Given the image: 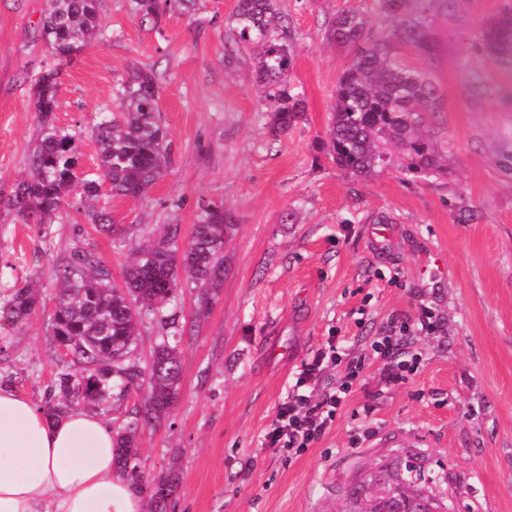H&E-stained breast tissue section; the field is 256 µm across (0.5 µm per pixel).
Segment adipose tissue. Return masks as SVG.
<instances>
[{
    "instance_id": "1",
    "label": "adipose tissue",
    "mask_w": 512,
    "mask_h": 512,
    "mask_svg": "<svg viewBox=\"0 0 512 512\" xmlns=\"http://www.w3.org/2000/svg\"><path fill=\"white\" fill-rule=\"evenodd\" d=\"M113 436L92 412L52 419L0 386V512H144L113 461Z\"/></svg>"
}]
</instances>
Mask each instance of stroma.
<instances>
[{
  "label": "stroma",
  "instance_id": "obj_1",
  "mask_svg": "<svg viewBox=\"0 0 512 512\" xmlns=\"http://www.w3.org/2000/svg\"><path fill=\"white\" fill-rule=\"evenodd\" d=\"M236 0H197L198 23L171 9L141 24L129 0H103L104 38L71 61L43 41L44 0H0V192L23 177L38 116L32 87L59 68L58 125L80 133L81 172L97 166L91 132L131 65L151 67L173 164L148 193L102 196L127 229L123 245L63 207L48 224L0 209V298L24 284L41 303L23 326L0 325V383L38 403L66 362L49 333L53 271L85 248L120 279L140 240L161 224L186 243L200 211L233 219L224 280L205 316L185 283L179 395L141 436L144 472L177 463L168 512H362L406 464L407 487L454 512H512V72L478 47L486 23L512 0H455L437 11L432 64L439 110L429 131L448 153L444 177L390 166L354 179L322 147L344 52L326 38L337 12L380 23L375 0H277L291 27V81L305 100L279 133L243 49L224 59ZM435 315L431 335L422 312ZM402 328L417 355L405 383L387 380L374 337ZM334 341L340 362L313 387H339L363 368L335 423L293 455L265 436L304 361Z\"/></svg>",
  "mask_w": 512,
  "mask_h": 512
}]
</instances>
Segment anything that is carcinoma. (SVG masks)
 Instances as JSON below:
<instances>
[{
	"instance_id": "cac0c4a2",
	"label": "carcinoma",
	"mask_w": 512,
	"mask_h": 512,
	"mask_svg": "<svg viewBox=\"0 0 512 512\" xmlns=\"http://www.w3.org/2000/svg\"><path fill=\"white\" fill-rule=\"evenodd\" d=\"M388 24L369 25L357 9L336 14L328 37L349 51L336 83L324 147L336 165L353 178L370 176L399 159L405 175L438 176L448 171L447 155L433 142L428 122L438 111L437 76L431 68L412 69L397 57L395 43L413 46L423 57L435 55L433 15L435 0H376ZM132 12L141 21L159 19L167 9L191 11L196 0H131ZM101 0H48L41 23L44 42L52 56L75 47L84 50L105 34ZM233 44L224 45V58L234 47L256 48L255 72L264 101L274 112L280 130L292 126L305 112L304 100L288 81L293 66L289 35L276 0H237L230 16ZM485 55L512 64V11H503L481 36ZM59 72L51 69L38 78L33 101L40 130L31 148L26 176L13 191L0 195V206L22 220L44 224L64 206L74 204L89 223L113 236L125 238V230L111 222L95 201L100 186L108 182L110 196L137 198L146 193L172 164L171 142L160 120L158 102L149 90L158 89L151 70L133 67L115 92V107L106 112L92 135L98 146L97 173L76 179L73 160L78 155L79 135L53 120ZM232 217L221 206L198 215L189 240L179 246L176 230L149 237L138 246L122 274L121 283L95 256L76 250L55 271L59 289L50 316L55 340L78 338L71 347V366L54 381L52 418L74 408L109 410L138 389L144 365L134 356L139 326L144 319L158 331L151 357L159 374L149 384V394L126 412L115 429V459L135 490H148L151 512H166L178 489V468L169 466L152 477L138 463L140 433L158 422L179 394L181 362L179 345L185 323L176 307L182 288L181 274L199 287L197 311L206 312L216 288L224 279V239ZM38 291L30 287L12 290L0 302V323L20 326L36 311Z\"/></svg>"
}]
</instances>
